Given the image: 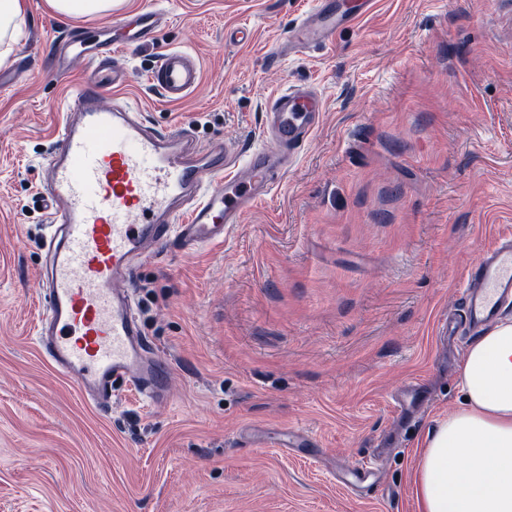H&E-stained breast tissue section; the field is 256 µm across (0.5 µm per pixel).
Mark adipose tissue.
Returning <instances> with one entry per match:
<instances>
[{"label":"adipose tissue","instance_id":"ef3b65f1","mask_svg":"<svg viewBox=\"0 0 512 512\" xmlns=\"http://www.w3.org/2000/svg\"><path fill=\"white\" fill-rule=\"evenodd\" d=\"M457 380L461 407L423 441L419 512H512V318L470 342Z\"/></svg>","mask_w":512,"mask_h":512}]
</instances>
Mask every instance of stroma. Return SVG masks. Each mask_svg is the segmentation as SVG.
<instances>
[{
  "label": "stroma",
  "instance_id": "obj_1",
  "mask_svg": "<svg viewBox=\"0 0 512 512\" xmlns=\"http://www.w3.org/2000/svg\"><path fill=\"white\" fill-rule=\"evenodd\" d=\"M168 11L127 53L147 119L204 143L262 141L274 91L318 87L326 110L279 187L223 242L165 243L131 291L168 397L117 386L87 405L41 357L46 213L35 195L62 97L48 28L89 33L23 0L0 90V512H417V450L458 409L475 331L441 337L468 266L512 233V0H374L354 27L267 64L313 0H119L105 25ZM249 23L248 42L230 32ZM166 48L201 60L182 103L147 76ZM416 386L398 413L391 396ZM309 439L288 445L289 434ZM375 483L343 487L347 470Z\"/></svg>",
  "mask_w": 512,
  "mask_h": 512
}]
</instances>
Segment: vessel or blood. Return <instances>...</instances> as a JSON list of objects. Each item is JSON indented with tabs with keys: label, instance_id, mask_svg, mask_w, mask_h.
I'll use <instances>...</instances> for the list:
<instances>
[{
	"label": "vessel or blood",
	"instance_id": "b4317fda",
	"mask_svg": "<svg viewBox=\"0 0 512 512\" xmlns=\"http://www.w3.org/2000/svg\"><path fill=\"white\" fill-rule=\"evenodd\" d=\"M371 0H314L268 60L306 53L337 30L354 26ZM163 22L153 7L119 20L103 45L70 33L52 40L57 74L73 57L91 64L85 81L64 97L53 149L41 164L39 193L50 232L41 277L42 310L35 343L45 360L72 380L95 407L112 405L121 381L145 400L168 393L169 363L151 351L127 287L134 263L162 243L188 248L223 241L232 225L270 196L320 125L323 95L293 85L264 114L260 146L238 156L228 145L199 142L187 129L150 126L128 96L125 52L149 40ZM167 102L185 100L201 83L199 60L163 51L148 75ZM512 307V235L500 237L465 275L460 314L475 329Z\"/></svg>",
	"mask_w": 512,
	"mask_h": 512
}]
</instances>
